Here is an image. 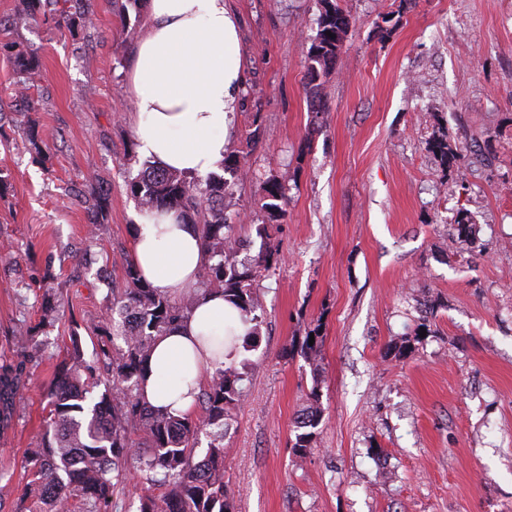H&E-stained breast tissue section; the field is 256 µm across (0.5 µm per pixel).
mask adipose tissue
I'll return each mask as SVG.
<instances>
[{
	"label": "adipose tissue",
	"mask_w": 512,
	"mask_h": 512,
	"mask_svg": "<svg viewBox=\"0 0 512 512\" xmlns=\"http://www.w3.org/2000/svg\"><path fill=\"white\" fill-rule=\"evenodd\" d=\"M148 13L149 34L137 44L127 77L138 150L165 168L207 175L224 161L242 79L236 22L224 0H149ZM133 259L158 292L196 293L203 263L197 225L179 223L172 211L141 216ZM245 333L223 295H199L188 318L157 337L141 398L175 416L191 413L224 365L225 336Z\"/></svg>",
	"instance_id": "obj_1"
}]
</instances>
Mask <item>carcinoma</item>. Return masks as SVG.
<instances>
[{"instance_id": "obj_1", "label": "carcinoma", "mask_w": 512, "mask_h": 512, "mask_svg": "<svg viewBox=\"0 0 512 512\" xmlns=\"http://www.w3.org/2000/svg\"><path fill=\"white\" fill-rule=\"evenodd\" d=\"M80 0H25L27 6L42 11L45 20L61 30L86 26L92 19L81 11L71 12L60 3ZM317 32L307 52L306 87L311 99L310 112H323V78L330 74L341 53L351 27V19L339 0H318ZM333 37H328L326 32ZM14 65L19 74L18 94L26 89L27 79L39 68L35 53L17 50ZM431 151L445 168L457 164L460 156L446 138L429 142ZM227 182L215 172L204 177L187 176L165 170L151 161L142 165L137 178L127 184L130 195L146 214L179 211L187 224L199 225L204 263L199 272V289L220 293L241 313L248 325L241 347L250 351L258 346L261 326L259 296L253 283L259 273L270 268L271 250L250 262L238 259L241 242L231 234L224 219V191ZM270 219L277 221L285 212L283 185L269 177L260 185ZM88 221L100 222L106 209V194L91 187L85 199ZM125 288L107 308L106 332L100 352L112 373V388L98 397L91 393L98 383L92 368L81 355L78 341L71 338L68 359L55 371L49 383L48 421L40 448L29 458L28 485L34 493L30 512H70V500L86 502L88 512H111L117 485L124 482V465L135 458L145 479L161 487L159 496H148L140 512H233L224 488V418L246 397V374L231 361L210 378L207 389L198 397L205 415L199 420L173 416L143 403L138 394V379L153 349L155 337L187 317L197 296L173 299L143 282L133 258L123 254ZM314 344L304 338L301 351L311 361L314 386L309 404L296 417L292 445L303 458L315 443L323 419L320 403L321 327L311 329ZM29 354L13 364L0 365V430L8 426L16 411V395L26 378ZM214 429L203 457H198L199 433Z\"/></svg>"}]
</instances>
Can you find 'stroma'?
I'll use <instances>...</instances> for the list:
<instances>
[{
    "label": "stroma",
    "instance_id": "1",
    "mask_svg": "<svg viewBox=\"0 0 512 512\" xmlns=\"http://www.w3.org/2000/svg\"><path fill=\"white\" fill-rule=\"evenodd\" d=\"M82 5L92 25L59 31L0 0V363L36 355L0 434V512H28L27 455L71 332L110 379L95 329L141 214L124 88L149 16ZM341 5L352 26L316 117V0H225L245 73L224 217L241 258L271 247L279 261L256 280L260 339L226 421L224 485L234 512H512V0ZM15 43L40 64L26 112L12 107ZM29 122L44 154L22 135ZM441 133L461 156L449 170L428 147ZM272 175L288 196L274 223L259 190ZM91 176L108 190L94 226ZM461 211L472 238L458 234ZM317 325L316 376L299 347ZM315 385L323 421L301 459L295 418Z\"/></svg>",
    "mask_w": 512,
    "mask_h": 512
}]
</instances>
